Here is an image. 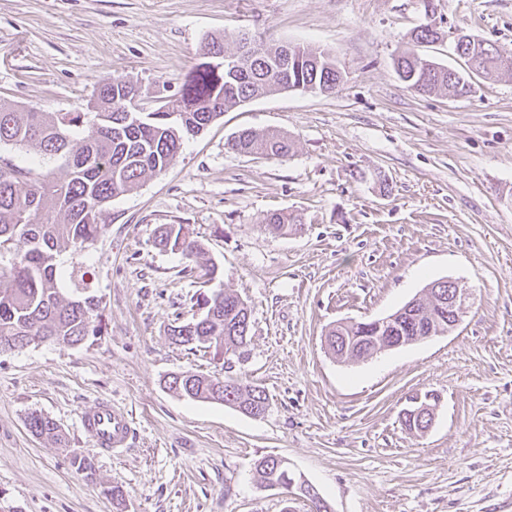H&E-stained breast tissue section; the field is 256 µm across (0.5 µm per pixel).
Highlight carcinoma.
Segmentation results:
<instances>
[{
	"label": "carcinoma",
	"mask_w": 512,
	"mask_h": 512,
	"mask_svg": "<svg viewBox=\"0 0 512 512\" xmlns=\"http://www.w3.org/2000/svg\"><path fill=\"white\" fill-rule=\"evenodd\" d=\"M227 53L224 37H213L201 49V61L185 76L173 96L172 111L153 112L139 121L128 118L126 97L132 81H112L97 89L93 112H19L0 104V146H33L41 163L22 168L0 157V344L5 349L27 346L37 336L79 345L96 333L101 322L99 302L90 294L91 282L81 266L65 269L61 252L78 251L95 240L105 225L98 222L103 205L137 189L142 180L173 165L183 144L204 131L227 109L261 96L278 94L288 86L331 87L342 78L335 57L295 45L288 71L280 68V45L261 44L252 60L231 71L211 65L210 55ZM459 69L437 64L411 49L395 58L400 80L418 94L444 93L464 97L472 93L471 76L494 77L512 69V53L481 44L458 55ZM239 153L286 158L293 150L287 134L278 130L256 133L240 130L228 141ZM56 164L64 177L55 176ZM274 232L297 233L300 218L275 212L265 218ZM156 245L177 251L194 262L205 255L203 244L187 224L161 228ZM72 282L76 297H65L61 284ZM426 298L402 306L395 329H378L377 320L331 324L325 334L328 351L342 362L384 350V336H406L409 343L426 335L416 323L448 325V283L426 285ZM202 313L168 328L172 342L214 350L217 355L249 357L251 310L237 294L221 287L196 297ZM169 388L196 401L219 402L254 417L269 408L265 388L226 376L219 380L186 372L169 376ZM28 430L39 438L65 442L57 424L34 411ZM277 458L263 457L255 468L261 483L282 479Z\"/></svg>",
	"instance_id": "obj_1"
}]
</instances>
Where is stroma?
Returning a JSON list of instances; mask_svg holds the SVG:
<instances>
[{"instance_id":"1","label":"stroma","mask_w":512,"mask_h":512,"mask_svg":"<svg viewBox=\"0 0 512 512\" xmlns=\"http://www.w3.org/2000/svg\"><path fill=\"white\" fill-rule=\"evenodd\" d=\"M435 4L444 34L512 51V0ZM423 21L420 0H0V100L22 111L82 112L120 79L171 96L214 35L231 51L244 32L319 49L343 72L329 95L228 109L114 198L93 243L60 255L86 267L101 332L0 353V512H312L258 482L264 456L287 459L331 512H512V73L474 78L462 98L407 89L393 62ZM243 129L281 130L294 149H228ZM281 211L301 233L266 228ZM165 224L190 225L248 303L246 361L169 339L193 315L201 267L155 246ZM437 279L470 294L455 330L358 364L328 354L331 323L386 317ZM187 371L264 387L269 409L254 418L166 387ZM426 391L440 402L419 437L400 412ZM101 400L133 418L121 455L79 429ZM34 411L65 445L31 434Z\"/></svg>"}]
</instances>
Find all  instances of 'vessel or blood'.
Here are the masks:
<instances>
[{
    "instance_id": "obj_1",
    "label": "vessel or blood",
    "mask_w": 512,
    "mask_h": 512,
    "mask_svg": "<svg viewBox=\"0 0 512 512\" xmlns=\"http://www.w3.org/2000/svg\"><path fill=\"white\" fill-rule=\"evenodd\" d=\"M80 424L97 448L115 455L127 448L133 435L128 413L108 401L98 402L93 409L82 412Z\"/></svg>"
}]
</instances>
